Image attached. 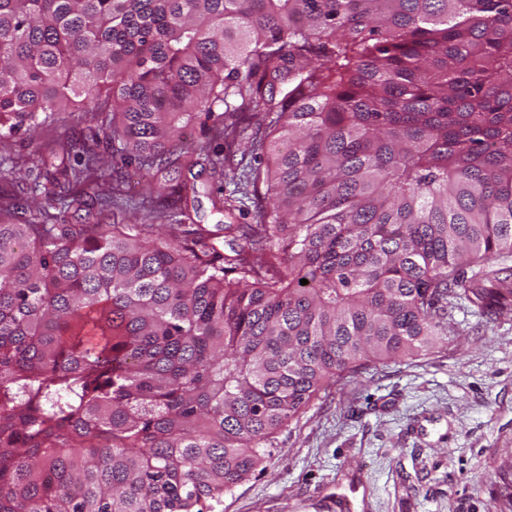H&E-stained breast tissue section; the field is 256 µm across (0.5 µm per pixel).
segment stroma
<instances>
[{
  "instance_id": "stroma-1",
  "label": "stroma",
  "mask_w": 512,
  "mask_h": 512,
  "mask_svg": "<svg viewBox=\"0 0 512 512\" xmlns=\"http://www.w3.org/2000/svg\"><path fill=\"white\" fill-rule=\"evenodd\" d=\"M80 118L64 113L0 154L26 177L39 149L65 145ZM194 182L183 202L196 223H253L213 206L209 175ZM273 446L221 512H322L336 494L353 512H512V305L485 316L451 301L447 344L325 382Z\"/></svg>"
}]
</instances>
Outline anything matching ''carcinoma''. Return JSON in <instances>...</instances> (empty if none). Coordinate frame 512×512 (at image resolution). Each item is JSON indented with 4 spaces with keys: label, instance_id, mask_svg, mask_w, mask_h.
Listing matches in <instances>:
<instances>
[{
    "label": "carcinoma",
    "instance_id": "carcinoma-1",
    "mask_svg": "<svg viewBox=\"0 0 512 512\" xmlns=\"http://www.w3.org/2000/svg\"><path fill=\"white\" fill-rule=\"evenodd\" d=\"M63 112L44 205L0 221V512H216L328 379L437 348L450 297L512 304V0H0V141ZM253 121L271 207L224 252L153 172L245 215ZM129 167L167 237L56 212ZM253 130L254 125L246 129L244 132H240L236 138L233 167H237L236 172H238V174L241 173L243 167L251 160V136Z\"/></svg>",
    "mask_w": 512,
    "mask_h": 512
}]
</instances>
